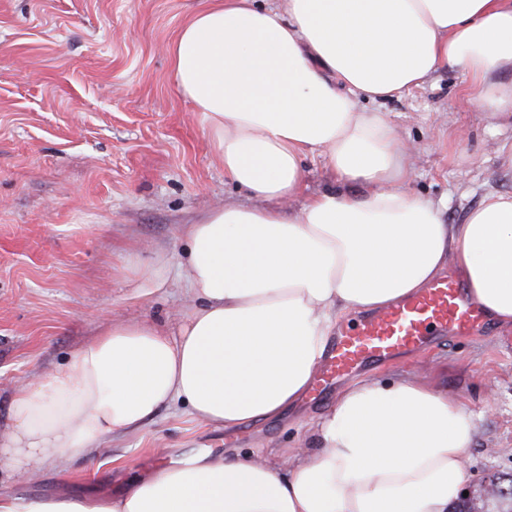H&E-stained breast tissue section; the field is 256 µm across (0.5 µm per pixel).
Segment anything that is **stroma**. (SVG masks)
I'll use <instances>...</instances> for the list:
<instances>
[{
  "label": "stroma",
  "mask_w": 512,
  "mask_h": 512,
  "mask_svg": "<svg viewBox=\"0 0 512 512\" xmlns=\"http://www.w3.org/2000/svg\"><path fill=\"white\" fill-rule=\"evenodd\" d=\"M207 0H0V433L31 376L66 364L108 318L163 323L182 306L184 224L204 210L260 201L224 176L198 113L178 91L168 48ZM453 69L380 109L417 152L411 190L461 223L490 192H512V130L469 101ZM165 264L145 292L131 270ZM433 367L477 434L466 482L512 474V331L438 341L377 367ZM333 397L228 433L179 404L143 431L107 440L36 481L30 495L121 492L170 458L227 449L274 457L309 444Z\"/></svg>",
  "instance_id": "stroma-1"
}]
</instances>
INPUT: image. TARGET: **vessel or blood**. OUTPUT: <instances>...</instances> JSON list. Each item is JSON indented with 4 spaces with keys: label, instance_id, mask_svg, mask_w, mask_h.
I'll list each match as a JSON object with an SVG mask.
<instances>
[{
    "label": "vessel or blood",
    "instance_id": "b4317fda",
    "mask_svg": "<svg viewBox=\"0 0 512 512\" xmlns=\"http://www.w3.org/2000/svg\"><path fill=\"white\" fill-rule=\"evenodd\" d=\"M486 316L460 282L443 276L419 293L378 313L340 327L309 388L311 398L332 391L342 379L397 355L424 349L440 336L466 335L482 329Z\"/></svg>",
    "mask_w": 512,
    "mask_h": 512
}]
</instances>
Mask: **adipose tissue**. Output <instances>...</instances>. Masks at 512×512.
<instances>
[{
  "instance_id": "1",
  "label": "adipose tissue",
  "mask_w": 512,
  "mask_h": 512,
  "mask_svg": "<svg viewBox=\"0 0 512 512\" xmlns=\"http://www.w3.org/2000/svg\"><path fill=\"white\" fill-rule=\"evenodd\" d=\"M168 52L225 177L264 205L183 226L190 303L175 322L106 321L65 366L18 387L0 484L140 431L171 403L227 431L279 417L339 321L451 266L512 330V193L446 223L408 190L414 146L374 109L450 67L482 111L512 119V87L498 79L512 69V0H213ZM309 157L338 188L305 196ZM474 437L455 395L371 377L343 388L313 448L284 460L192 454L112 498L0 493V512H449Z\"/></svg>"
}]
</instances>
